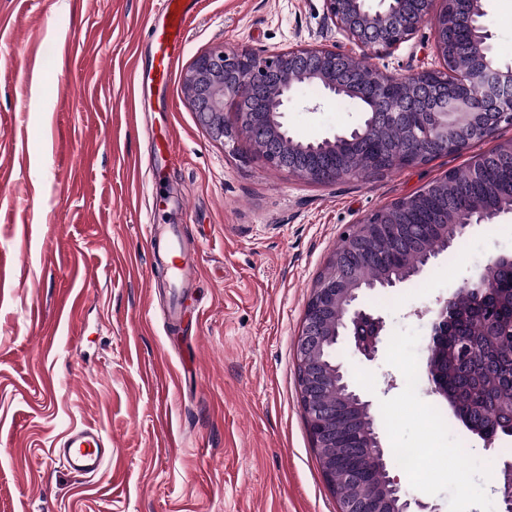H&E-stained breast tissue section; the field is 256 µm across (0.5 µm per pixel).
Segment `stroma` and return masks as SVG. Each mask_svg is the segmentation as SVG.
I'll return each instance as SVG.
<instances>
[{"label":"stroma","mask_w":512,"mask_h":512,"mask_svg":"<svg viewBox=\"0 0 512 512\" xmlns=\"http://www.w3.org/2000/svg\"><path fill=\"white\" fill-rule=\"evenodd\" d=\"M156 0H0V512H337L309 434L296 337L311 292L351 225L472 156L512 143L501 126L469 150L416 166L313 183L268 165L246 137L198 123L183 75L200 53L346 46L323 0H197L167 95L141 93ZM492 53L512 65V0H486ZM364 63L395 75L440 65L422 25ZM356 108L296 96L290 130L321 138ZM173 134L158 158L159 123ZM181 224L185 315L163 320L169 274L150 227ZM512 256V214L471 225L418 277L367 294L385 320L374 361L338 348L379 410L402 491L437 512H501L500 449L424 376L430 309L489 258ZM100 430L112 462L93 478L54 448L69 425ZM465 447L466 459L457 456Z\"/></svg>","instance_id":"35a3bbf8"}]
</instances>
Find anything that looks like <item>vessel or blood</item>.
<instances>
[{
    "instance_id": "vessel-or-blood-1",
    "label": "vessel or blood",
    "mask_w": 512,
    "mask_h": 512,
    "mask_svg": "<svg viewBox=\"0 0 512 512\" xmlns=\"http://www.w3.org/2000/svg\"><path fill=\"white\" fill-rule=\"evenodd\" d=\"M194 0H158L151 31L156 61L151 73L142 80L144 90L165 89L171 80L169 61L184 44L186 23L193 12ZM182 225H173L162 259L172 281H179L186 270V254L179 244ZM56 456L72 473L94 477L104 471L112 459V450L103 436L84 427H72L61 438Z\"/></svg>"
}]
</instances>
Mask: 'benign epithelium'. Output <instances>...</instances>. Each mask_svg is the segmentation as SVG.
I'll return each instance as SVG.
<instances>
[{"label":"benign epithelium","mask_w":512,"mask_h":512,"mask_svg":"<svg viewBox=\"0 0 512 512\" xmlns=\"http://www.w3.org/2000/svg\"><path fill=\"white\" fill-rule=\"evenodd\" d=\"M483 0H324L326 18L348 41L350 48L296 46L288 50L259 55L248 48L217 49L197 55L183 76L186 97L199 122L209 136L219 142L238 136L255 137L257 130L268 140L261 155L272 167L300 179L326 183L355 176L351 169L325 168L317 163L321 156H336L344 142L372 137L374 124L356 126L331 137L310 142L303 148L309 158L295 166L288 163L278 142L299 146L284 121L285 112L294 98L293 89L301 82H314L323 88V100L345 94L360 100L365 110L385 113L402 131L403 142L397 150H375L369 163L373 171L392 165L410 166L429 161L432 154L420 150L423 143H438L448 153H458L473 142L492 137L503 125H512V66H502L487 59L486 54L463 72L449 70L454 64L448 56V41L442 31L453 21L478 12V36L491 49L493 18L487 9H476ZM434 29V46L442 68L407 76H396L367 68V81L373 93L366 95L363 85L341 78L356 51L375 55L388 53L408 41L424 24ZM232 101L236 121H224V102ZM448 185L444 176L423 191L402 198L388 208L367 216L342 238L341 253L331 256L325 272L312 290L301 333L297 337L298 379L301 401L314 448L331 490L336 479L358 483L363 469L348 465L336 455L343 447L345 430L357 420L370 426L367 447L384 474L386 495L367 487L362 495L339 496L338 512H436L419 500L405 499L397 479L388 471L387 449L376 424L373 403L357 392L348 380L343 363L334 366L323 360L324 347L342 337L350 341L356 354L367 361L377 357L384 330L383 318L369 310L363 301L365 288L353 280L351 271L371 263L379 250L391 252L416 244L414 228L390 216L405 213L426 195L437 194ZM499 213L476 206L458 224L464 233L472 224L492 223ZM512 258L491 257L480 272L463 283L434 311L430 322L431 342L426 359L429 393L453 400L448 387L438 376V349L448 341L459 318L458 295L466 291L483 304L493 295L498 270ZM338 377L345 393L327 402L323 394L330 378ZM499 491L502 512L512 509V463L500 470Z\"/></svg>","instance_id":"benign-epithelium-1"}]
</instances>
